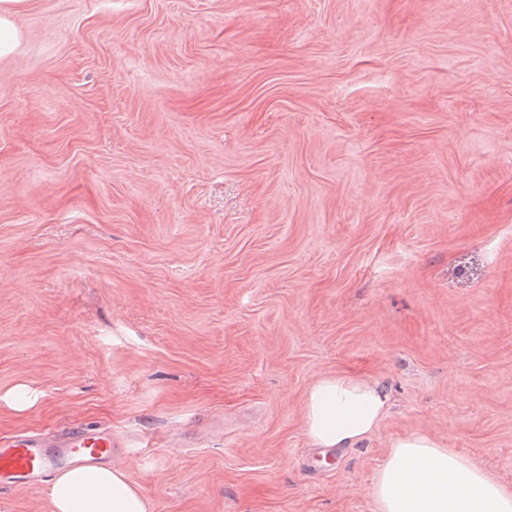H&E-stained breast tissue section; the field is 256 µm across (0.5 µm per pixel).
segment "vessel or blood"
I'll return each instance as SVG.
<instances>
[{
  "label": "vessel or blood",
  "instance_id": "obj_1",
  "mask_svg": "<svg viewBox=\"0 0 512 512\" xmlns=\"http://www.w3.org/2000/svg\"><path fill=\"white\" fill-rule=\"evenodd\" d=\"M119 445L107 430H72L52 437H19L0 448V482L35 486L70 467H94L115 458Z\"/></svg>",
  "mask_w": 512,
  "mask_h": 512
}]
</instances>
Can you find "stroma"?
<instances>
[{
  "label": "stroma",
  "instance_id": "1",
  "mask_svg": "<svg viewBox=\"0 0 512 512\" xmlns=\"http://www.w3.org/2000/svg\"><path fill=\"white\" fill-rule=\"evenodd\" d=\"M14 21L0 445L111 429L149 512H376L417 431L512 487V0H26ZM336 372L390 414L320 463L304 396ZM49 489H0V512H52Z\"/></svg>",
  "mask_w": 512,
  "mask_h": 512
}]
</instances>
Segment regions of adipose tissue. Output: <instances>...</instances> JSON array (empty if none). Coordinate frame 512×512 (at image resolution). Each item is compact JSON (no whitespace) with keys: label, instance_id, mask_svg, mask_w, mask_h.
Listing matches in <instances>:
<instances>
[{"label":"adipose tissue","instance_id":"1","mask_svg":"<svg viewBox=\"0 0 512 512\" xmlns=\"http://www.w3.org/2000/svg\"><path fill=\"white\" fill-rule=\"evenodd\" d=\"M390 411L371 378L350 372L319 378L304 401V430L320 448H351L371 437ZM378 512H512V487L432 436L396 439L375 471ZM49 497L53 512H148L126 475L108 466L60 473Z\"/></svg>","mask_w":512,"mask_h":512}]
</instances>
